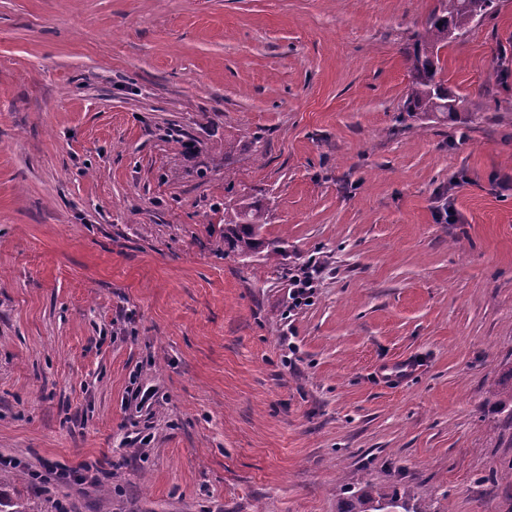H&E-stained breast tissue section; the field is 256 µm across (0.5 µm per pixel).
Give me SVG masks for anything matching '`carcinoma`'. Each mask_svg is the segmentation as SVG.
Instances as JSON below:
<instances>
[{
	"mask_svg": "<svg viewBox=\"0 0 512 512\" xmlns=\"http://www.w3.org/2000/svg\"><path fill=\"white\" fill-rule=\"evenodd\" d=\"M497 10V0H437L430 13L424 32L408 48L412 60L410 82L403 111L447 112L457 111V98L440 76L439 53L451 42L463 36L471 23ZM231 197L224 203V245L226 253L241 258L258 257L261 260L283 262L288 252L280 239L262 236L268 208L249 192L235 191L230 176H224ZM498 404L512 421V377L497 389ZM339 512H434L428 506L414 503L411 498L393 489L378 496L360 488L351 493Z\"/></svg>",
	"mask_w": 512,
	"mask_h": 512,
	"instance_id": "carcinoma-1",
	"label": "carcinoma"
}]
</instances>
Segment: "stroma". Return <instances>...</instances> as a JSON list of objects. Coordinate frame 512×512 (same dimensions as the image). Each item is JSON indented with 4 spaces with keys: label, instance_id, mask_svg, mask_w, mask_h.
Listing matches in <instances>:
<instances>
[{
    "label": "stroma",
    "instance_id": "stroma-1",
    "mask_svg": "<svg viewBox=\"0 0 512 512\" xmlns=\"http://www.w3.org/2000/svg\"><path fill=\"white\" fill-rule=\"evenodd\" d=\"M435 4L0 0V492L512 512V0L441 50L456 112L411 117ZM228 171L287 265L225 253ZM314 276L311 272L303 270L300 275H295L292 283V299L294 300L295 306L307 305L309 299L314 294ZM339 512H435L430 506L413 503L405 493L397 489L377 495L367 488L351 493L346 505Z\"/></svg>",
    "mask_w": 512,
    "mask_h": 512
}]
</instances>
